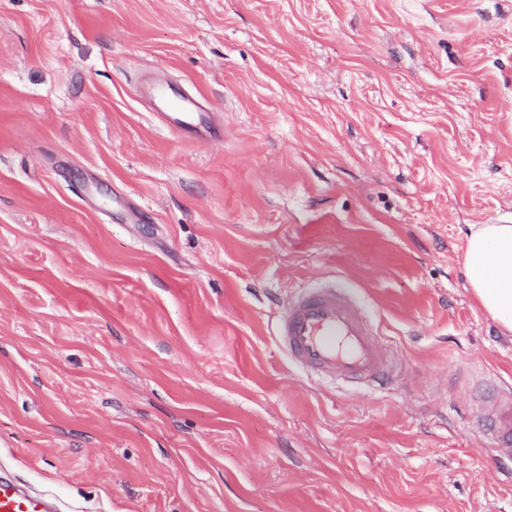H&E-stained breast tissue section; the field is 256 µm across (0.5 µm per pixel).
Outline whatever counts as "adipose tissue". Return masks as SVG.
Listing matches in <instances>:
<instances>
[{
  "instance_id": "adipose-tissue-1",
  "label": "adipose tissue",
  "mask_w": 512,
  "mask_h": 512,
  "mask_svg": "<svg viewBox=\"0 0 512 512\" xmlns=\"http://www.w3.org/2000/svg\"><path fill=\"white\" fill-rule=\"evenodd\" d=\"M464 272L479 306L512 332V224H474L465 238Z\"/></svg>"
}]
</instances>
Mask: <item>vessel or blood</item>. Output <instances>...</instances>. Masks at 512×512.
Returning a JSON list of instances; mask_svg holds the SVG:
<instances>
[{
	"mask_svg": "<svg viewBox=\"0 0 512 512\" xmlns=\"http://www.w3.org/2000/svg\"><path fill=\"white\" fill-rule=\"evenodd\" d=\"M140 97L149 104L169 103L157 118L176 132H189L204 141H220L223 129L212 126L200 112H184L168 99L167 88L144 84ZM276 336L289 357L302 369L334 380L365 381L382 388L395 379L389 351L376 339L359 303L332 280L292 295L280 319ZM489 430L499 456H512V389L498 392L488 413ZM40 498L21 494L16 485L0 481V512H44Z\"/></svg>",
	"mask_w": 512,
	"mask_h": 512,
	"instance_id": "obj_1",
	"label": "vessel or blood"
}]
</instances>
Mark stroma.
<instances>
[{"mask_svg": "<svg viewBox=\"0 0 512 512\" xmlns=\"http://www.w3.org/2000/svg\"><path fill=\"white\" fill-rule=\"evenodd\" d=\"M510 220L512 0H0V475L61 512H512L468 427L512 334L463 269ZM324 276L405 381L278 346ZM153 112L155 117L176 132L194 133L203 141H222L224 139V126H212L206 116L201 112Z\"/></svg>", "mask_w": 512, "mask_h": 512, "instance_id": "35a3bbf8", "label": "stroma"}]
</instances>
